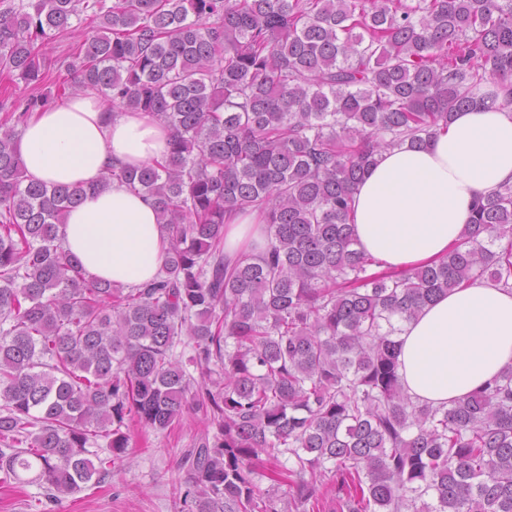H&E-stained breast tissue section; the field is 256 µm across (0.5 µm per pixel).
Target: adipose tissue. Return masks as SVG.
<instances>
[{
	"label": "adipose tissue",
	"instance_id": "1",
	"mask_svg": "<svg viewBox=\"0 0 512 512\" xmlns=\"http://www.w3.org/2000/svg\"><path fill=\"white\" fill-rule=\"evenodd\" d=\"M170 129L139 112L105 109L96 94L32 112L19 151L28 176L69 185L112 165L162 160ZM512 184V110L457 113L427 145L386 151L353 194L359 249L378 271L431 264L458 241L479 197ZM65 248L95 279L138 287L158 274L168 240L152 201L120 182L86 195L59 226ZM400 374L420 402L450 406L512 369V289L478 279L404 324Z\"/></svg>",
	"mask_w": 512,
	"mask_h": 512
}]
</instances>
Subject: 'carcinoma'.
<instances>
[{
    "label": "carcinoma",
    "instance_id": "1",
    "mask_svg": "<svg viewBox=\"0 0 512 512\" xmlns=\"http://www.w3.org/2000/svg\"><path fill=\"white\" fill-rule=\"evenodd\" d=\"M85 25L56 96L95 91L173 135L160 162L48 185L18 149L48 98L0 120L3 481L31 473L52 501L129 460L131 425L199 413L181 512H512V371L433 407L405 389L395 341L464 283L512 288V185L432 266L369 272L349 224L382 152L512 109V0H18L0 8V71L43 82L40 48ZM115 180L168 238L140 287L89 277L58 235ZM246 209L265 244L226 255L224 217ZM270 468L282 497L261 488Z\"/></svg>",
    "mask_w": 512,
    "mask_h": 512
}]
</instances>
